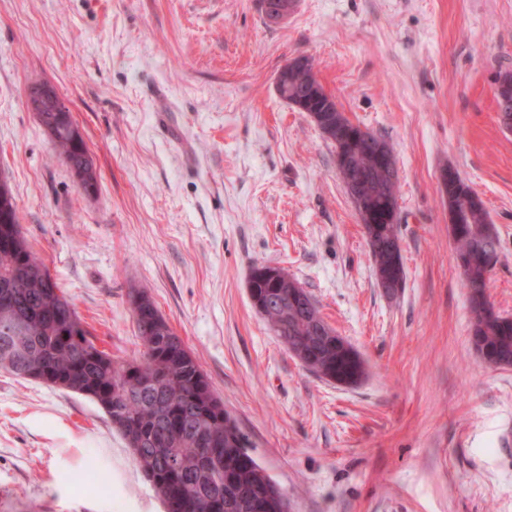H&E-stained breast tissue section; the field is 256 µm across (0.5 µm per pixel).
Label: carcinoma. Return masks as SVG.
Masks as SVG:
<instances>
[{"mask_svg":"<svg viewBox=\"0 0 512 512\" xmlns=\"http://www.w3.org/2000/svg\"><path fill=\"white\" fill-rule=\"evenodd\" d=\"M278 93L308 116L336 153V169L359 215L376 283L389 296L405 285L398 209V173L377 153L392 147L352 127L313 79V65L292 70ZM41 127L87 195L98 176L71 113L42 103ZM448 212L471 193L451 167L441 172ZM467 289L470 342L491 368L512 367V318L487 298L500 262L495 225L483 200L449 223ZM253 308L302 365L329 382L356 385L366 375L360 354L336 334L309 292L288 273L251 267ZM140 341L132 358H114L78 315L28 242L6 179L0 178V369L89 397L112 421L160 498L164 512H290L288 495L250 453L248 440L181 336L145 290L130 294Z\"/></svg>","mask_w":512,"mask_h":512,"instance_id":"obj_1","label":"carcinoma"}]
</instances>
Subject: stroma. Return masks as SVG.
<instances>
[{
  "label": "stroma",
  "instance_id": "stroma-1",
  "mask_svg": "<svg viewBox=\"0 0 512 512\" xmlns=\"http://www.w3.org/2000/svg\"><path fill=\"white\" fill-rule=\"evenodd\" d=\"M398 167L405 286L376 284L335 153L283 100L290 59ZM512 0H0V177L23 230L113 356L138 348L131 289L185 340L292 512H512V368L470 341L442 169L500 241L488 299L512 317ZM68 103L98 173L85 195L25 96ZM288 268L368 366L309 372L251 305ZM0 512H162L90 399L0 370Z\"/></svg>",
  "mask_w": 512,
  "mask_h": 512
}]
</instances>
